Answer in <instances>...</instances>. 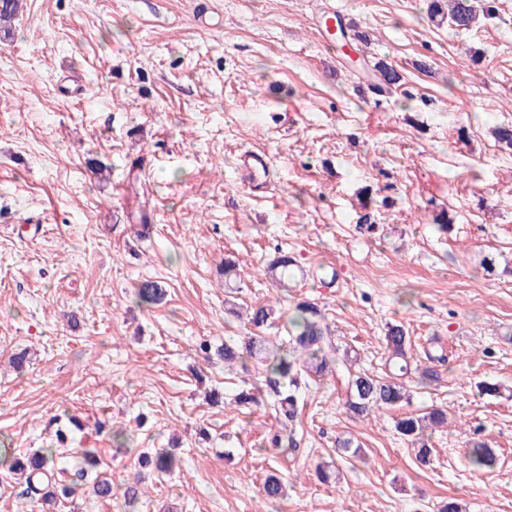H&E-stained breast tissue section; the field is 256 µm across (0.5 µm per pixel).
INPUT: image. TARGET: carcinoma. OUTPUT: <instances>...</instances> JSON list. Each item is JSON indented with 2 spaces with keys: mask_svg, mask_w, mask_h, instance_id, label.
Returning a JSON list of instances; mask_svg holds the SVG:
<instances>
[{
  "mask_svg": "<svg viewBox=\"0 0 512 512\" xmlns=\"http://www.w3.org/2000/svg\"><path fill=\"white\" fill-rule=\"evenodd\" d=\"M22 9V0H0V23L15 18ZM487 10L483 0H430L428 13L431 19L447 23L455 30H469L475 26L480 14ZM379 84L384 88L397 87L402 76L394 66L379 61L375 64ZM295 266L288 255H280L272 260L268 271L279 272V284L285 272ZM163 289L153 281L142 282L136 291V299L142 305H156L163 300ZM274 319V308L270 304H258L251 307L248 322L258 330V334L244 339L242 344H224L216 354L226 362L238 361L247 364L255 361L256 367L263 370L265 385L275 397L278 428L268 439L273 448L284 450L290 447L283 430L299 411L302 401L299 382L305 378L336 376L343 379L346 388V412L357 418H367L382 411L397 409L410 402L411 395L404 377L411 372V341L403 326H388L384 336L388 351V368L383 376H377L357 366V356L351 350L343 349L337 343L329 324L325 321L318 304L302 300L292 308L284 327L287 333L286 345L275 347L269 340L259 335ZM442 356H426L421 367L419 380L424 383L437 382L442 377L440 367L444 366ZM448 414L433 408L422 414H407L395 418L397 433L416 447V457L420 464L431 463L432 449L426 443L425 431L431 426H440L447 422ZM66 435H58L59 445L40 448L26 458H20L14 449L0 444V472L6 476L25 482V493L29 498L33 512H46L48 506L56 503L55 482L70 478L63 486V494L73 495L83 486L86 476L97 471L100 460L92 449L83 450L80 455L72 456L64 448ZM473 469L492 470L498 463L495 451L482 442L474 443L468 452ZM154 464L159 474H171L179 465V458L171 449H158L153 454H143L138 464ZM263 495L272 501L284 497V485L279 476L269 475L262 486Z\"/></svg>",
  "mask_w": 512,
  "mask_h": 512,
  "instance_id": "cac0c4a2",
  "label": "carcinoma"
}]
</instances>
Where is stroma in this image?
I'll return each mask as SVG.
<instances>
[{"label": "stroma", "instance_id": "stroma-1", "mask_svg": "<svg viewBox=\"0 0 512 512\" xmlns=\"http://www.w3.org/2000/svg\"><path fill=\"white\" fill-rule=\"evenodd\" d=\"M427 4L208 0L201 22L196 0H24L0 31V441L46 448L77 417L70 447L97 449L114 488L55 512H512V399L477 388H512V146L493 132L512 128V0L460 33ZM319 5L369 36L362 66L323 39ZM380 59L403 80L377 101L363 77ZM250 151L271 168L248 184ZM283 253L291 288L267 274ZM228 259L241 306L316 302L363 369L383 372L392 324L417 363L447 355L439 382L406 379L410 411L448 410L430 465L393 411L350 417L333 377L306 392L299 451L267 450L262 374L198 350L253 331L224 314ZM147 279L164 303H137ZM244 386L258 403L233 406ZM347 436L363 457L338 452ZM476 440L493 470L469 467ZM173 444L175 473L140 468ZM267 165L265 153L247 152L241 157L240 176L244 182H249L259 170L265 171Z\"/></svg>", "mask_w": 512, "mask_h": 512}]
</instances>
